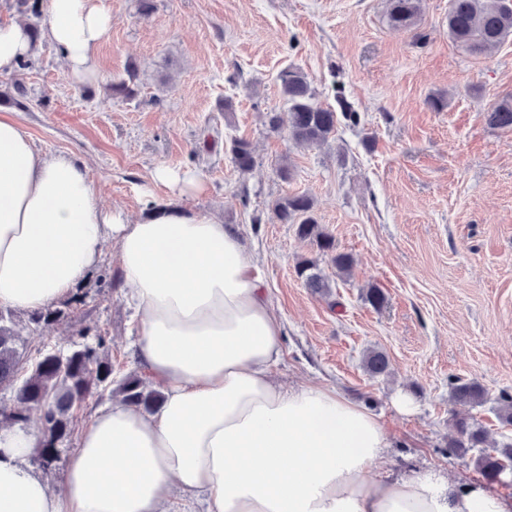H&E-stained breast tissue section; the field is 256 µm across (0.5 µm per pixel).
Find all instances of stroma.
Instances as JSON below:
<instances>
[{"label":"stroma","instance_id":"obj_1","mask_svg":"<svg viewBox=\"0 0 512 512\" xmlns=\"http://www.w3.org/2000/svg\"><path fill=\"white\" fill-rule=\"evenodd\" d=\"M448 3L423 0L417 25L397 29L389 0H153L146 13L137 0H110L95 80L73 83L60 49L42 38L26 69L0 76V116L18 120L40 153L84 166L106 207L142 217L151 197L167 195L149 181L162 164L203 179L204 191L178 204L238 227L283 326L274 381L333 387L376 415L390 441L379 480L481 481L471 458L448 451L456 378L479 382L488 399L461 415L493 440L512 437L490 407L512 395V129L485 120L512 97V38L488 55L464 52L448 36ZM131 61L136 95H113ZM290 67L321 107L345 94L359 123L339 121L310 147L271 130L267 113L285 108L278 75ZM21 88L24 110L13 104ZM438 94L448 100L440 112L427 104ZM234 137L254 148L251 172L231 161ZM284 163L294 169L288 182ZM293 193L313 199L337 250L354 259L349 273L274 218L273 202ZM304 257L317 259L329 294L297 277ZM373 285L386 295L379 309L365 299ZM81 291L84 303L61 301L59 324L35 328L14 313L29 358L68 352L86 330L105 337L117 377L151 380L135 356L137 311L113 245ZM373 349L387 355V374L365 371ZM401 390L413 413L397 409Z\"/></svg>","mask_w":512,"mask_h":512}]
</instances>
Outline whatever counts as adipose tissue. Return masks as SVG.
Returning <instances> with one entry per match:
<instances>
[{
    "label": "adipose tissue",
    "mask_w": 512,
    "mask_h": 512,
    "mask_svg": "<svg viewBox=\"0 0 512 512\" xmlns=\"http://www.w3.org/2000/svg\"><path fill=\"white\" fill-rule=\"evenodd\" d=\"M46 13L68 74L93 80L109 0H46ZM33 50L24 23H0V72ZM148 208L133 222L101 207L81 165L41 156L0 117V306H56L114 240L136 357L164 395L151 413L100 407L55 486L28 464L37 429L0 425V512H512L476 482L374 479L389 440L372 413L330 387L275 383L282 326L237 231L171 197Z\"/></svg>",
    "instance_id": "adipose-tissue-1"
}]
</instances>
